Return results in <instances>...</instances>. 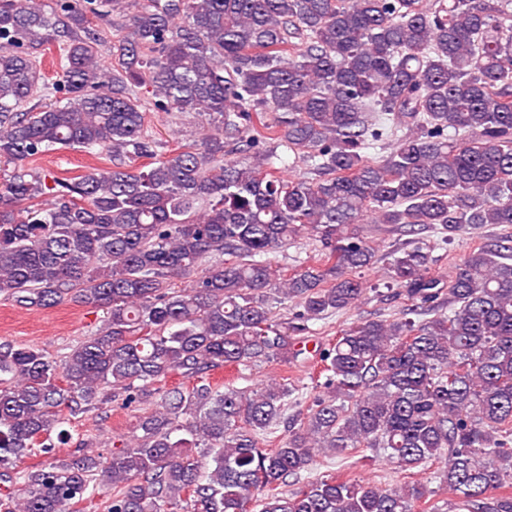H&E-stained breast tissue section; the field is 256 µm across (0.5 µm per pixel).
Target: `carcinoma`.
Masks as SVG:
<instances>
[{"label":"carcinoma","mask_w":512,"mask_h":512,"mask_svg":"<svg viewBox=\"0 0 512 512\" xmlns=\"http://www.w3.org/2000/svg\"><path fill=\"white\" fill-rule=\"evenodd\" d=\"M122 2L108 67L89 16L109 22ZM51 44L50 84L32 50ZM146 82L155 108L214 130L144 169L26 168L58 146L153 157ZM38 94L55 102L29 106ZM272 141L308 175L281 179ZM0 170V296L108 314L60 360L0 341V512H80L99 480L108 512H439L418 480L330 474L282 492L325 451L357 448L411 475L443 464L448 512H512V236L446 282L424 240L400 250L402 317L343 330L301 416L285 418L286 379L208 377L302 355L272 297L304 324L355 307L377 262L365 224H512V0H0ZM305 232L320 262L280 274L261 259ZM173 374L194 384L162 391L135 443L106 457L82 439L64 462L17 470L68 444L62 411L128 407Z\"/></svg>","instance_id":"carcinoma-1"}]
</instances>
